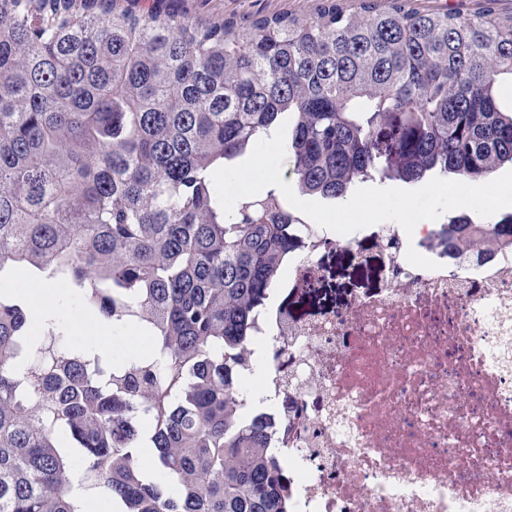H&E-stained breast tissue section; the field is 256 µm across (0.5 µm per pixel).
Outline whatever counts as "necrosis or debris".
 Returning <instances> with one entry per match:
<instances>
[{
    "mask_svg": "<svg viewBox=\"0 0 512 512\" xmlns=\"http://www.w3.org/2000/svg\"><path fill=\"white\" fill-rule=\"evenodd\" d=\"M436 230L315 227L259 308L241 393L288 466V512H512V249L411 265ZM367 238L381 288L298 312L322 254Z\"/></svg>",
    "mask_w": 512,
    "mask_h": 512,
    "instance_id": "necrosis-or-debris-1",
    "label": "necrosis or debris"
}]
</instances>
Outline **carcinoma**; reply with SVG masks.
I'll list each match as a JSON object with an SVG mask.
<instances>
[{
    "instance_id": "1",
    "label": "carcinoma",
    "mask_w": 512,
    "mask_h": 512,
    "mask_svg": "<svg viewBox=\"0 0 512 512\" xmlns=\"http://www.w3.org/2000/svg\"><path fill=\"white\" fill-rule=\"evenodd\" d=\"M358 2L203 24L174 0L147 14L0 0V274L45 273L150 336L110 363L62 349L35 370L28 296L0 283V512H81L77 474L122 512H286L239 366L304 218L275 186L225 215L212 172L285 114V177L304 196L512 164V15L498 0L471 14ZM469 225L441 228L448 252L512 248V215L479 237Z\"/></svg>"
}]
</instances>
